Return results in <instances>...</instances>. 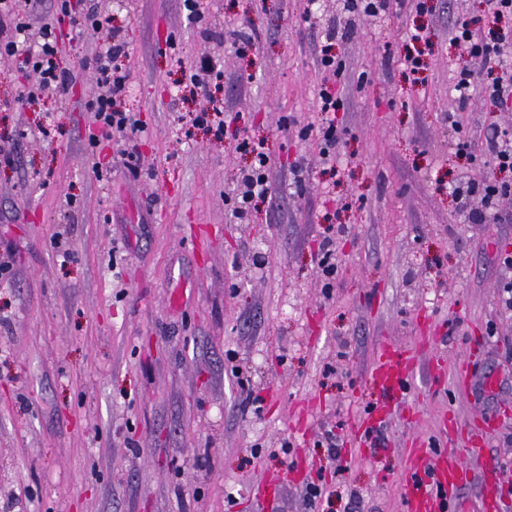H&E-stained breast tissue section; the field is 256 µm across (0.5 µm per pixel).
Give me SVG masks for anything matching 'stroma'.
<instances>
[{"instance_id": "obj_1", "label": "stroma", "mask_w": 512, "mask_h": 512, "mask_svg": "<svg viewBox=\"0 0 512 512\" xmlns=\"http://www.w3.org/2000/svg\"><path fill=\"white\" fill-rule=\"evenodd\" d=\"M99 6L129 43L138 173L115 143L87 146L100 36L70 18L60 66L76 82L0 112L2 136L53 126L0 168V242L15 246L0 280V512H314L310 482L356 492L359 512H403L411 449L448 446L469 477L444 512L480 496L489 466L512 512V308L499 291L512 279V223H470L449 189L493 176L485 137L512 132V110L477 89L461 103L453 89L466 59L450 28L486 17L487 0H406L375 17L344 0H204L203 27L179 0ZM333 24L345 30L334 46L344 106L330 164L317 57ZM416 25L430 37L420 82L398 63ZM242 32L258 35V55L235 54ZM202 55L224 70L214 97L271 156L276 200L244 221L224 196L249 156L181 128L201 101L178 83ZM328 212L342 228L331 283ZM387 346L414 354L417 370L380 443L362 444L355 425L382 398L370 372ZM461 370L496 375L494 395L459 386ZM250 391L260 410L242 408ZM479 420L489 429L473 462L467 435L445 427ZM338 423L332 461L316 440Z\"/></svg>"}]
</instances>
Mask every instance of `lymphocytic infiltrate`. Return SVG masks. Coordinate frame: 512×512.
<instances>
[{
    "instance_id": "1",
    "label": "lymphocytic infiltrate",
    "mask_w": 512,
    "mask_h": 512,
    "mask_svg": "<svg viewBox=\"0 0 512 512\" xmlns=\"http://www.w3.org/2000/svg\"><path fill=\"white\" fill-rule=\"evenodd\" d=\"M492 2L493 21L481 36H474L473 23L467 19L458 21L452 29L456 43L463 45L468 56L480 59L482 64L478 74L468 64H459L455 86L464 99L468 98L471 89L481 87L484 95L505 109L512 106V74L501 71L503 57L512 49V0ZM79 24L107 33L105 42L92 58L97 91L87 103L94 125L87 137L88 146L96 148L104 138L122 142L125 148L120 152L121 158L130 169H137L139 158L128 145L137 140L144 128L135 115L122 106L129 89L128 43L120 28L112 26L110 17L101 13L98 0H85L79 10ZM0 57L13 59L33 77L24 94L0 105L7 110L31 106L44 96L64 90L72 79L69 72L59 67L55 26L46 18L42 0H0ZM222 77L217 62L208 56L200 57L189 71L184 72L186 87L207 101L206 106L190 113L187 123L193 128L206 129L216 140L239 141L241 149L251 155L252 163L243 171L232 203L233 217L242 221L247 219L255 202L267 200L271 195L270 157L264 140L241 139L237 117L225 112L223 104L212 98L210 84ZM486 150L496 171L495 177L481 182L461 181L453 189L455 199L462 204L471 196H481L483 210L469 215L475 224L486 223L496 216L495 199L512 193V184L499 179L500 174L512 173V137L495 135L487 138Z\"/></svg>"
}]
</instances>
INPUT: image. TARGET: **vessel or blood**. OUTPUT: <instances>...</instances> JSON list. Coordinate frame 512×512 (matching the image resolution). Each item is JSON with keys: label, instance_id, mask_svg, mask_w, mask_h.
<instances>
[{"label": "vessel or blood", "instance_id": "b4317fda", "mask_svg": "<svg viewBox=\"0 0 512 512\" xmlns=\"http://www.w3.org/2000/svg\"><path fill=\"white\" fill-rule=\"evenodd\" d=\"M414 376L411 354L386 349L371 377L387 398L386 404L372 411L368 417L366 431L374 433L386 420L388 405L402 401L404 391ZM412 478L404 495L405 512H430L434 497L431 485H442L445 491H453L468 477V468L454 451L448 450L441 457H433L420 448L412 449Z\"/></svg>", "mask_w": 512, "mask_h": 512}]
</instances>
